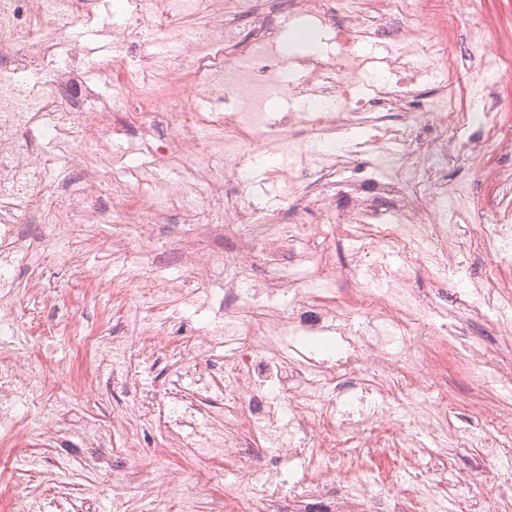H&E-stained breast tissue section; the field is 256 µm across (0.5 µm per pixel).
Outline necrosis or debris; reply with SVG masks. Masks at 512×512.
Returning <instances> with one entry per match:
<instances>
[{
	"label": "necrosis or debris",
	"mask_w": 512,
	"mask_h": 512,
	"mask_svg": "<svg viewBox=\"0 0 512 512\" xmlns=\"http://www.w3.org/2000/svg\"><path fill=\"white\" fill-rule=\"evenodd\" d=\"M484 0H124L106 61L89 59L64 34L76 24L84 0H0V435L17 434L44 410L40 438L56 440L55 414L46 411L43 372L52 364L32 336H20L16 312L19 269L35 247L56 244L55 261L78 268L83 255L68 248L78 224H111L112 254L123 262L124 301L151 302V317L130 333L93 337L95 354L132 366L160 343H172L180 370L166 385L171 408L159 449L169 465L153 512L188 503L178 449L218 466L227 482L224 512H442L445 474L427 460L447 445L481 465L512 463V448L495 429L512 430V414H485L464 437L448 438L447 372L430 354L453 337L447 323L424 328L439 304L422 296L416 272L448 268V248L492 252V270L468 293V305L497 329L512 351V285L500 276L512 266V208L497 210L493 227H478L449 243L447 220L470 198L467 185L441 179L449 156L512 186V168L492 156L512 152V104H489L492 85L512 70V59L484 47ZM467 20L475 50L461 84L448 44L428 30V19ZM335 33L336 50L302 58L280 38L281 19ZM151 45L128 56L132 32ZM374 46L371 54L351 42ZM186 76L198 101L187 108L172 78L185 56ZM389 72L363 99V77ZM106 76L103 87L74 92L86 70ZM432 82L433 97L420 87ZM275 100L285 112L269 111ZM406 120L389 123L388 113ZM370 139L347 142L357 118ZM478 118L473 143L449 140L450 131ZM430 132L411 148L416 124ZM132 128L128 153H111L113 133ZM170 130L155 149L158 128ZM49 140L35 154L26 132ZM155 151L177 178L136 199L128 181L131 157ZM275 156L270 182L289 200L293 219L250 196L247 166L260 152ZM84 162L79 179L63 186L45 176L58 157ZM367 156L372 187L336 180L338 165ZM110 181L103 205L94 189ZM186 217L206 251L186 249L182 235L160 240L164 216ZM319 233L352 245V263L336 268L329 255L310 258L302 243L308 214ZM178 256V275L156 281L157 252ZM313 260L300 280L290 263ZM357 288L335 297L337 279ZM203 315L190 336L173 343L176 322L169 299ZM335 335L336 361L295 356L292 335ZM424 374H415V367ZM223 404L224 417L206 420L205 403Z\"/></svg>",
	"instance_id": "1"
}]
</instances>
